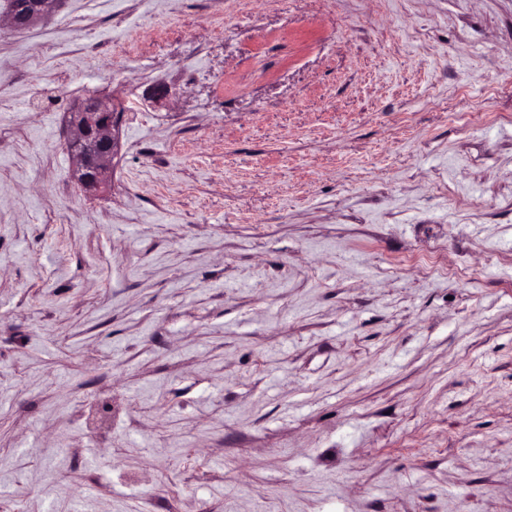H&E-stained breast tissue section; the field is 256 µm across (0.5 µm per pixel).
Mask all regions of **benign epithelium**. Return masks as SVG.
<instances>
[{
	"mask_svg": "<svg viewBox=\"0 0 512 512\" xmlns=\"http://www.w3.org/2000/svg\"><path fill=\"white\" fill-rule=\"evenodd\" d=\"M55 6L56 0H15L9 22L18 30L29 28ZM120 113V103L103 96L89 97L69 113V149L77 160L74 177L89 196L108 186L110 162L120 148Z\"/></svg>",
	"mask_w": 512,
	"mask_h": 512,
	"instance_id": "1",
	"label": "benign epithelium"
}]
</instances>
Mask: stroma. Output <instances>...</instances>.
I'll return each mask as SVG.
<instances>
[{"label": "stroma", "instance_id": "stroma-1", "mask_svg": "<svg viewBox=\"0 0 512 512\" xmlns=\"http://www.w3.org/2000/svg\"><path fill=\"white\" fill-rule=\"evenodd\" d=\"M8 10L0 512H512V0ZM57 0H15L9 13V22L14 29L22 30L50 14ZM120 103L103 96L81 102L69 113V149L77 160L74 177L89 196L108 186L110 162L118 153Z\"/></svg>", "mask_w": 512, "mask_h": 512}]
</instances>
